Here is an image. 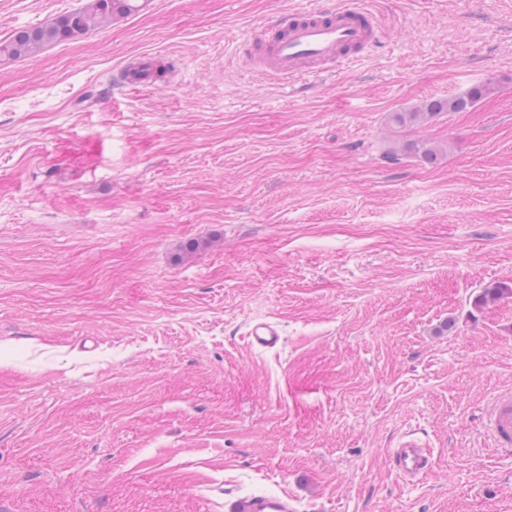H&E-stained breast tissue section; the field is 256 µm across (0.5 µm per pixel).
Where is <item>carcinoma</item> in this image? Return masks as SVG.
<instances>
[{
	"instance_id": "1",
	"label": "carcinoma",
	"mask_w": 512,
	"mask_h": 512,
	"mask_svg": "<svg viewBox=\"0 0 512 512\" xmlns=\"http://www.w3.org/2000/svg\"><path fill=\"white\" fill-rule=\"evenodd\" d=\"M136 9L135 0H90L86 6L65 12L47 25L18 31L0 40V58L18 59L29 56L47 45L68 41L91 31L106 28L116 18L130 14ZM494 90L495 86L491 82L479 84L463 95L427 100L416 111L395 112L390 120L393 126L404 128L428 122L442 112L468 111ZM405 150L429 164L436 162L441 154L438 147L422 141L407 143ZM506 295H512V286L506 283H492L483 289L477 302L487 305Z\"/></svg>"
}]
</instances>
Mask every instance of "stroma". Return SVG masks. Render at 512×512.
I'll list each match as a JSON object with an SVG mask.
<instances>
[{"mask_svg":"<svg viewBox=\"0 0 512 512\" xmlns=\"http://www.w3.org/2000/svg\"><path fill=\"white\" fill-rule=\"evenodd\" d=\"M86 2L0 0V39ZM315 3L139 0L0 63V512H512V295L475 303L512 284V0H375L378 47L288 93L239 64ZM143 56L171 73L116 84ZM492 82L472 87L467 93L446 99H431L422 103L418 110L413 112H395L390 120L394 127L404 128L410 125L424 123L432 120L441 112H464L473 108L495 90ZM246 335L253 346L262 349L276 348L281 342L278 325L268 320H260L251 324ZM485 426L495 442L496 448L512 450V391L495 395L487 410ZM389 459L400 479L414 482L428 472L430 452L425 443L410 434L403 436L396 448L391 449ZM229 512H294V497L288 493L276 495L234 496Z\"/></svg>","mask_w":512,"mask_h":512,"instance_id":"obj_1","label":"stroma"}]
</instances>
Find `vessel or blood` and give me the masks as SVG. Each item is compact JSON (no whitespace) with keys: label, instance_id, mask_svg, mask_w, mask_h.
I'll use <instances>...</instances> for the list:
<instances>
[{"label":"vessel or blood","instance_id":"b4317fda","mask_svg":"<svg viewBox=\"0 0 512 512\" xmlns=\"http://www.w3.org/2000/svg\"><path fill=\"white\" fill-rule=\"evenodd\" d=\"M380 21L369 0H320L312 8H293L274 14L261 30L240 46L245 67L270 78L292 81L309 76L311 69L344 65L378 43ZM164 72L163 66L143 57L124 66L120 83L146 87ZM250 343L262 349L281 342L278 325L260 320L250 325ZM485 426L497 448L512 450V391L495 395L487 410ZM390 465L402 480L422 478L430 465V452L418 438L406 435L389 455ZM292 496L251 495L233 497L228 512H295Z\"/></svg>","mask_w":512,"mask_h":512}]
</instances>
